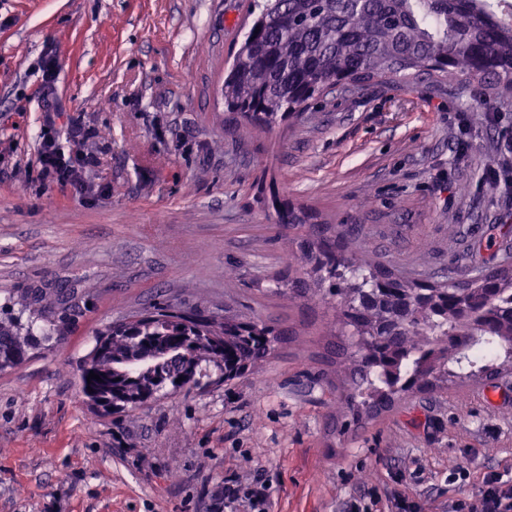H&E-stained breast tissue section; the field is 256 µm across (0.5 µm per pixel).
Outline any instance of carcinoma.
Returning <instances> with one entry per match:
<instances>
[{"instance_id": "cac0c4a2", "label": "carcinoma", "mask_w": 512, "mask_h": 512, "mask_svg": "<svg viewBox=\"0 0 512 512\" xmlns=\"http://www.w3.org/2000/svg\"><path fill=\"white\" fill-rule=\"evenodd\" d=\"M465 75L488 94L512 92V4L508 0H264L224 79V125L243 121L268 132L278 114L348 85L426 78L436 85ZM322 298L340 297L336 318L353 328L357 350L336 345V387L356 422L395 406L401 395L446 388L459 371L494 373L470 352L498 345L512 360V267L419 287L366 261L352 227L315 225L300 245ZM75 286L33 288L0 307V370L68 332ZM41 320L45 327L36 329ZM80 367L84 395L106 413L139 408L165 388L198 383L206 364L256 366L288 330L166 302L106 331ZM100 380H87L89 373Z\"/></svg>"}]
</instances>
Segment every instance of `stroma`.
I'll return each mask as SVG.
<instances>
[{"mask_svg":"<svg viewBox=\"0 0 512 512\" xmlns=\"http://www.w3.org/2000/svg\"><path fill=\"white\" fill-rule=\"evenodd\" d=\"M254 0H0V305L69 279L71 333L0 373V512H224V488L266 480L273 512H449L512 472V372L416 391L356 424L339 414L319 298L282 289L308 225L357 227L380 264L429 282L512 262V199L490 166L512 95L371 81L266 134L225 130L221 88ZM58 64V143L83 187L41 180L40 62ZM488 111V112H489ZM85 137L72 141V126ZM306 217L280 224L273 198ZM172 302L288 327L242 377L105 414L78 383L98 334Z\"/></svg>","mask_w":512,"mask_h":512,"instance_id":"1","label":"stroma"}]
</instances>
